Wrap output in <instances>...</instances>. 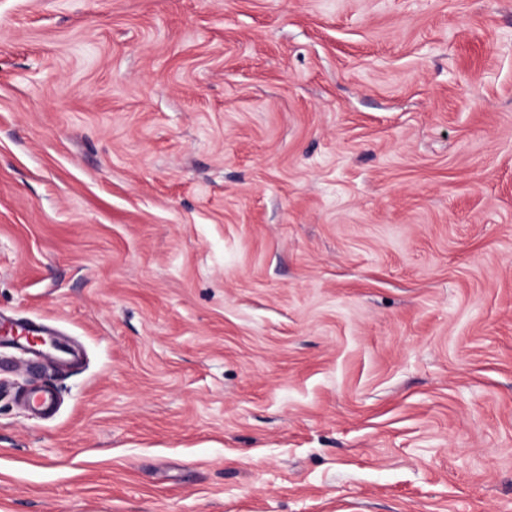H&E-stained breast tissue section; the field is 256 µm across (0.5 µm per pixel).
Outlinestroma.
<instances>
[{"mask_svg":"<svg viewBox=\"0 0 512 512\" xmlns=\"http://www.w3.org/2000/svg\"><path fill=\"white\" fill-rule=\"evenodd\" d=\"M0 318V512H512V0H0Z\"/></svg>","mask_w":512,"mask_h":512,"instance_id":"35a3bbf8","label":"stroma"}]
</instances>
